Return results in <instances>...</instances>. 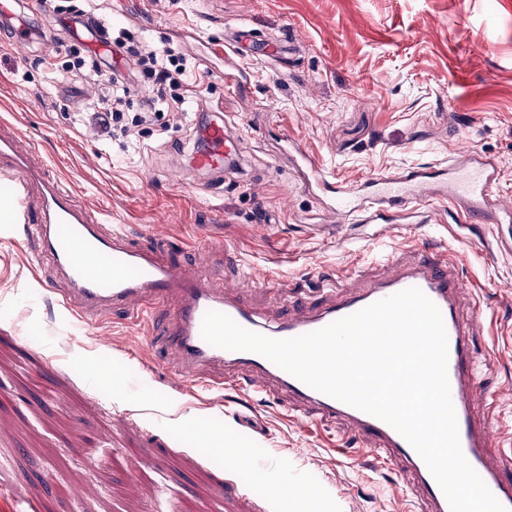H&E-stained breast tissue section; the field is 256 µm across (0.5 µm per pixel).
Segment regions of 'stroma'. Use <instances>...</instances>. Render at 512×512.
I'll return each mask as SVG.
<instances>
[{"instance_id": "stroma-1", "label": "stroma", "mask_w": 512, "mask_h": 512, "mask_svg": "<svg viewBox=\"0 0 512 512\" xmlns=\"http://www.w3.org/2000/svg\"><path fill=\"white\" fill-rule=\"evenodd\" d=\"M106 0L105 12L138 36L169 40L189 58L204 44L224 50L229 27L247 24L256 42L290 35L296 57L214 60L199 77L201 100L236 122L245 161L213 190L188 175L196 139L177 112L136 135L103 144L69 115L93 79L58 92L13 49L0 51V118L42 142L78 201L110 210L134 239L237 282L242 300L277 311L328 275L348 282L355 268L412 248L415 237L459 259L467 297L480 304L476 347L482 406L496 442H512V252H493L494 227L438 218L374 236L369 224H340L304 189L271 147L281 133L299 139L336 177L360 181L421 165H443L468 150L497 160V193L512 199V0ZM19 225L0 223V512H275L271 488L296 490L293 512H419L400 483L402 466L362 457L343 423L320 425L292 411L288 397L251 396L233 386L177 382L161 352L162 327L132 332L99 324L102 349L73 340L72 324L46 296L60 281L34 263ZM157 348L140 361L145 339ZM111 374L104 382L103 374ZM239 448L226 466L209 442L193 439L180 417ZM97 437L87 445L82 430ZM70 498H61L59 488Z\"/></svg>"}]
</instances>
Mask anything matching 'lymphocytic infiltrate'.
<instances>
[{"instance_id": "lymphocytic-infiltrate-1", "label": "lymphocytic infiltrate", "mask_w": 512, "mask_h": 512, "mask_svg": "<svg viewBox=\"0 0 512 512\" xmlns=\"http://www.w3.org/2000/svg\"><path fill=\"white\" fill-rule=\"evenodd\" d=\"M81 13L94 22L104 45L123 49L132 65L130 76L102 71L96 52L82 45L59 44L36 57L34 67L55 87L80 76L95 79L92 95L81 103L75 116L79 126L101 141L114 133H128L163 112H195L199 109L195 66L171 43H155L133 36L102 15L99 0H81ZM142 91L138 113H130L134 91Z\"/></svg>"}]
</instances>
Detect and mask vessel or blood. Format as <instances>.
I'll return each instance as SVG.
<instances>
[{
  "label": "vessel or blood",
  "instance_id": "1",
  "mask_svg": "<svg viewBox=\"0 0 512 512\" xmlns=\"http://www.w3.org/2000/svg\"><path fill=\"white\" fill-rule=\"evenodd\" d=\"M22 5L46 17L53 0H0V19L17 18ZM240 154L234 121L212 120L193 154V166L218 184ZM280 156L328 211L353 224H398L432 200L447 204L459 224L512 223V204L495 192L498 165L482 155L463 152L439 169L411 167L359 182L327 174L297 139L287 135L281 139ZM0 178L6 181L0 188V207L17 213L26 238L38 244L37 259H51L64 283L55 292L56 302L77 320L81 332L116 314L140 327L160 311L172 309L167 355L177 363L178 379L218 388L224 380L213 377V370L234 365L244 373L238 381L244 390L280 389L312 417L349 423L372 456L403 464L408 486L424 512H450L423 459L391 426L312 389L260 354L221 349L201 335L205 314L216 311L268 337L291 338L322 329L402 290L419 288L439 308L445 325L448 379L462 451L496 499L512 512V452L495 450L491 420L477 412L474 392L479 381L472 352L479 321L460 315L463 284L457 259L449 251L432 247L415 262H392L389 274L367 279L356 292H342L335 279H323L313 303L270 325L239 303L232 291L212 288L192 266L161 259L149 243L134 242L126 228L103 232L104 214L78 204L38 143L22 142L5 120L0 122Z\"/></svg>",
  "mask_w": 512,
  "mask_h": 512
}]
</instances>
